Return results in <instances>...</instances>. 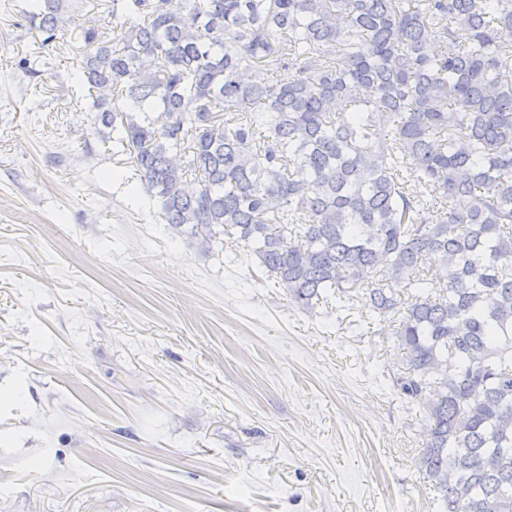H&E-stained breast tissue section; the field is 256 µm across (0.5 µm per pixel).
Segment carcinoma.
Returning <instances> with one entry per match:
<instances>
[{"mask_svg":"<svg viewBox=\"0 0 512 512\" xmlns=\"http://www.w3.org/2000/svg\"><path fill=\"white\" fill-rule=\"evenodd\" d=\"M62 2L30 13L47 44ZM109 13L112 39L80 31L81 84L163 223L235 239L303 308L366 291L406 351L400 392H431L419 464L444 512H512V0Z\"/></svg>","mask_w":512,"mask_h":512,"instance_id":"obj_1","label":"carcinoma"}]
</instances>
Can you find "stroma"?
I'll list each match as a JSON object with an SVG mask.
<instances>
[{"mask_svg":"<svg viewBox=\"0 0 512 512\" xmlns=\"http://www.w3.org/2000/svg\"><path fill=\"white\" fill-rule=\"evenodd\" d=\"M27 9L0 0V512H441L364 292L299 308L162 224L76 83L102 0L47 45Z\"/></svg>","mask_w":512,"mask_h":512,"instance_id":"1","label":"stroma"}]
</instances>
